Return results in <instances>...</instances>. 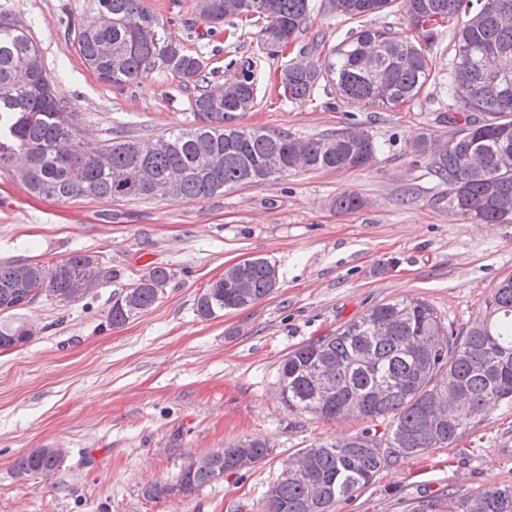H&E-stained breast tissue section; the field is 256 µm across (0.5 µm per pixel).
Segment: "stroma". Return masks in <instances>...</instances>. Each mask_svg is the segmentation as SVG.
<instances>
[{
	"label": "stroma",
	"mask_w": 512,
	"mask_h": 512,
	"mask_svg": "<svg viewBox=\"0 0 512 512\" xmlns=\"http://www.w3.org/2000/svg\"><path fill=\"white\" fill-rule=\"evenodd\" d=\"M313 2L310 30L286 54L270 55L248 24L208 30L197 0H145L214 82L253 61L257 106L239 126L300 139L361 126L385 145L374 166L273 176L201 200L121 202L39 196L14 167H0V260L51 265L86 252L112 270L83 300L42 298L19 311L18 320L39 333L0 350V512H262L268 488L298 450L388 429L384 419L288 411L277 374L289 352L403 297L426 300L442 322L467 330L512 277V223L460 220L447 185L408 150L419 134L443 141L450 134L444 117L457 106L445 85L456 24L438 29L433 80L398 108L344 105L323 89L291 102L280 94L279 75L300 46L321 58L358 25L408 29L400 0L361 21ZM0 16L33 37L58 97L77 112L87 150L120 136L147 146L195 124L180 77L155 72L119 90L86 68L68 25L95 18L92 0H0ZM345 191L362 198L360 209L336 211ZM257 257L276 265L273 293L244 310L197 317V297L225 268ZM154 266L174 272L160 299L124 326H107L115 292ZM254 437L271 447L256 466L191 495L145 497L152 483H176L196 457ZM36 448L62 449V466L18 480L14 459ZM511 485L512 408L497 407L455 447L398 460L336 512H411L427 495Z\"/></svg>",
	"instance_id": "obj_1"
}]
</instances>
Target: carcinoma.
Listing matches in <instances>:
<instances>
[{"label": "carcinoma", "instance_id": "1", "mask_svg": "<svg viewBox=\"0 0 512 512\" xmlns=\"http://www.w3.org/2000/svg\"><path fill=\"white\" fill-rule=\"evenodd\" d=\"M99 20L73 29L78 53L102 82L125 88L158 72L179 75L192 95L199 125L162 135L161 150L110 138L96 153L84 150L74 109L55 94L39 48L31 36L0 17V166L20 156L17 176L38 195L107 200L206 199L229 185L272 177L267 159L288 158L286 172L357 170L376 163L383 151L365 129L307 140L267 130L241 128L236 119L257 106L252 63L231 92L212 85L203 60L144 0H95ZM392 0H325L323 9L348 19L383 11ZM402 0L409 37L388 28L359 26L319 61L300 48V59L280 74L283 93L309 99L331 86L343 104L395 109L420 95L433 70L437 26L460 21L448 97L458 112L441 143L421 134L409 151L429 160V169L448 184V207L477 224L512 223V0ZM213 30L230 19L258 28L263 49L286 48L306 33L311 0H212ZM362 205L353 192L336 197V209ZM112 273L91 254L75 253L53 264L0 261V315L16 312L45 296L61 303L84 298ZM146 282L113 297L107 325L118 328L151 308L173 277L155 266ZM85 282L78 290L74 285ZM244 289H239L240 284ZM275 265L264 258L234 264L196 299L202 319L251 307L273 292ZM36 335L27 322L0 323V349L24 346ZM323 366L326 398L308 376ZM278 394L289 410L320 419L354 416L389 419L378 438L365 431L300 450L289 459L265 498V512H336L394 460L449 448L476 418L495 406L512 405V278L502 281L466 332L441 322L420 298L376 305L292 351L278 372ZM266 441L247 439L192 460L177 484L150 485L154 499L179 490L192 494L239 471L241 456L256 465L269 454ZM62 463L58 448H35L14 461L17 478L53 474ZM413 512H512V487L429 496Z\"/></svg>", "mask_w": 512, "mask_h": 512}]
</instances>
